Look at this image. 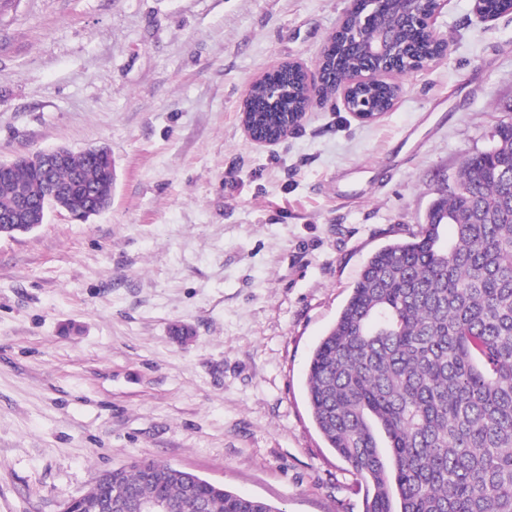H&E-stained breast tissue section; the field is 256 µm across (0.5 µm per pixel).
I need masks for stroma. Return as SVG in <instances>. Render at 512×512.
<instances>
[{
  "label": "stroma",
  "mask_w": 512,
  "mask_h": 512,
  "mask_svg": "<svg viewBox=\"0 0 512 512\" xmlns=\"http://www.w3.org/2000/svg\"><path fill=\"white\" fill-rule=\"evenodd\" d=\"M349 0H5L0 159L112 153L109 207L0 237V512H62L154 459L282 512H364L306 400L364 263L418 232L512 102V13L448 0L446 56L362 122L335 101L252 141L284 62L317 76ZM185 324L183 341L170 329Z\"/></svg>",
  "instance_id": "35a3bbf8"
}]
</instances>
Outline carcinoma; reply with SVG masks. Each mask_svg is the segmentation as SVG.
Returning a JSON list of instances; mask_svg holds the SVG:
<instances>
[{
    "mask_svg": "<svg viewBox=\"0 0 512 512\" xmlns=\"http://www.w3.org/2000/svg\"><path fill=\"white\" fill-rule=\"evenodd\" d=\"M482 10L512 12V0H481ZM410 57L438 53L417 30L400 33ZM363 65L333 36L325 51L324 93ZM285 95L264 99L263 82L244 104L249 131L286 137L304 100V72L281 74ZM373 109L390 110L394 88L354 87ZM107 186L105 165L70 157L54 183ZM457 190L441 191L421 230L375 251L334 325L314 348L306 397L316 428L365 486V512H512V121H499L493 144L467 156ZM44 192L27 158L0 182V208L14 190ZM451 224L454 235L443 237ZM129 498L163 497L174 512H283L189 471L132 460L112 469Z\"/></svg>",
    "mask_w": 512,
    "mask_h": 512,
    "instance_id": "carcinoma-1",
    "label": "carcinoma"
}]
</instances>
